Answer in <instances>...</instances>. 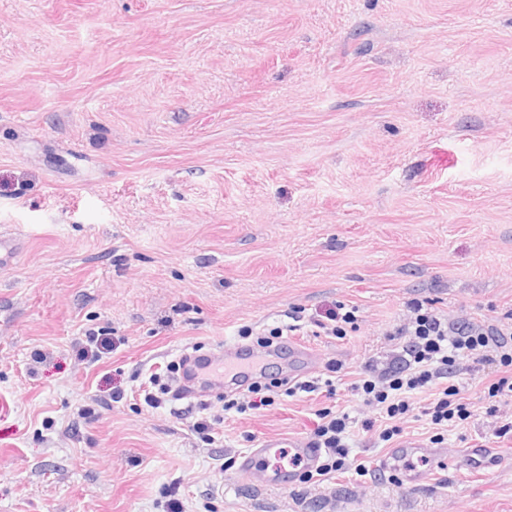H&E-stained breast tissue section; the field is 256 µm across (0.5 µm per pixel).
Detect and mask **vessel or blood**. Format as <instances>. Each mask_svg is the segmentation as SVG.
I'll list each match as a JSON object with an SVG mask.
<instances>
[{
  "instance_id": "vessel-or-blood-1",
  "label": "vessel or blood",
  "mask_w": 512,
  "mask_h": 512,
  "mask_svg": "<svg viewBox=\"0 0 512 512\" xmlns=\"http://www.w3.org/2000/svg\"><path fill=\"white\" fill-rule=\"evenodd\" d=\"M279 352L274 348H260L252 352H244L236 344L225 345L224 349L209 355L205 364L190 362L192 377L183 381V398L194 401L198 396L199 386L219 387L226 379L235 375H253L259 372L265 361L278 357ZM278 441L263 439L258 447L245 455L241 463V470L252 485L257 487L270 485H293L299 470H314L319 463L318 449L308 445L289 441L287 453L288 465L274 464L269 456ZM441 449L435 448L431 452H424L422 448L413 443L399 445L380 461L379 466L385 470L398 471L403 482L412 487L425 483L429 478L428 470L419 468L418 463L424 456L440 458ZM497 454L493 448H463L453 456L451 464L457 470L474 469L477 463H489Z\"/></svg>"
}]
</instances>
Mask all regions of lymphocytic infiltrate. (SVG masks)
I'll return each mask as SVG.
<instances>
[{
  "label": "lymphocytic infiltrate",
  "mask_w": 512,
  "mask_h": 512,
  "mask_svg": "<svg viewBox=\"0 0 512 512\" xmlns=\"http://www.w3.org/2000/svg\"><path fill=\"white\" fill-rule=\"evenodd\" d=\"M409 315L397 329L404 341L399 351L385 364L365 363L353 389L364 402L378 407L388 420V427L378 438L387 442L400 435V421L412 406L413 394L432 392L433 399L425 409L430 422L447 426L454 421L469 418L470 412L459 401V387L453 379L457 365L465 357L480 356L498 364V374L488 387L489 398L512 396V329L501 321L448 323L431 303L414 299L408 304ZM325 391L336 393L333 379L324 382L301 381L273 390L271 385L259 382L249 386V399L225 396L224 413H246L274 403L277 394L294 397ZM318 421L313 429L310 447L319 449L320 464L316 476L322 477L341 470L350 454L347 441L349 415H334L329 409L316 413Z\"/></svg>",
  "instance_id": "1"
}]
</instances>
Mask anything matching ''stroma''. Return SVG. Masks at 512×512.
I'll list each match as a JSON object with an SVG mask.
<instances>
[{
	"label": "stroma",
	"instance_id": "obj_1",
	"mask_svg": "<svg viewBox=\"0 0 512 512\" xmlns=\"http://www.w3.org/2000/svg\"><path fill=\"white\" fill-rule=\"evenodd\" d=\"M1 235L20 251L0 267V512H512L496 365L459 364L470 418L437 429L420 393L395 442L499 462L436 460L413 489L379 471L385 419L351 389L396 353L408 301L512 310V0H0ZM336 304L357 329L317 334ZM294 313L313 361L266 375L334 362V397L225 419L215 394L177 414L139 399L183 353ZM90 331L117 341L96 363L76 358ZM324 407L356 417L367 476L248 485L243 455L308 442ZM497 455L495 448H462L453 456L451 464L456 470H471L478 462L486 466Z\"/></svg>",
	"mask_w": 512,
	"mask_h": 512
}]
</instances>
